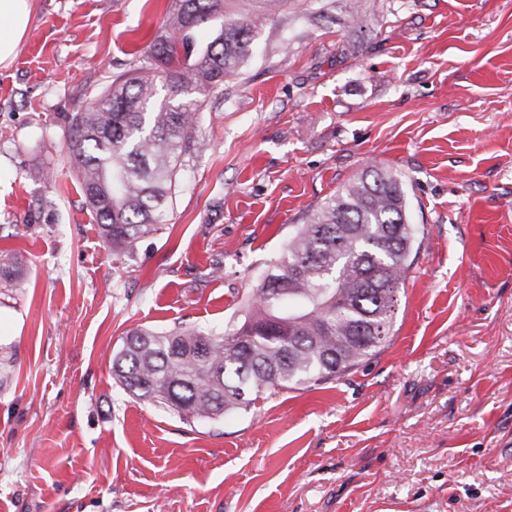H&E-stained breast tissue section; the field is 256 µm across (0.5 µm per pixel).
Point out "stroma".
Masks as SVG:
<instances>
[{"instance_id": "obj_1", "label": "stroma", "mask_w": 512, "mask_h": 512, "mask_svg": "<svg viewBox=\"0 0 512 512\" xmlns=\"http://www.w3.org/2000/svg\"><path fill=\"white\" fill-rule=\"evenodd\" d=\"M171 3L36 0L0 67V255L24 281H0V512H512V0H286L126 256L83 204L64 117ZM372 164L418 227L379 354L218 421L115 383L128 331L240 318L307 211Z\"/></svg>"}]
</instances>
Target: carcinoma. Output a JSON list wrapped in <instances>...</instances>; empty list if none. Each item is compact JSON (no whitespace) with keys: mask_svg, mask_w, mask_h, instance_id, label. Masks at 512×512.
Wrapping results in <instances>:
<instances>
[{"mask_svg":"<svg viewBox=\"0 0 512 512\" xmlns=\"http://www.w3.org/2000/svg\"><path fill=\"white\" fill-rule=\"evenodd\" d=\"M280 0H178L139 64L90 109L66 117L84 203L112 250L134 252L173 205L202 98L237 73ZM211 28L202 43L196 31ZM417 227L397 175L370 167L310 210L270 260L242 319L221 329L136 328L112 359L132 397L187 421L248 411L270 390L311 388L376 355L390 338L388 288L408 271Z\"/></svg>","mask_w":512,"mask_h":512,"instance_id":"1","label":"carcinoma"}]
</instances>
